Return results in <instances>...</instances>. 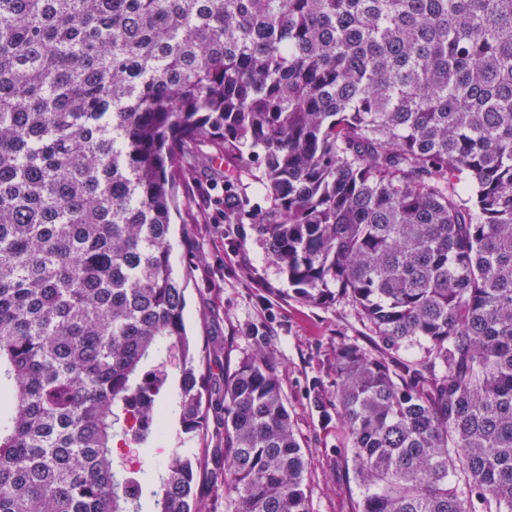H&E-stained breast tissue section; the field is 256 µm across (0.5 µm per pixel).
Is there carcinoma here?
Returning a JSON list of instances; mask_svg holds the SVG:
<instances>
[{
  "mask_svg": "<svg viewBox=\"0 0 512 512\" xmlns=\"http://www.w3.org/2000/svg\"><path fill=\"white\" fill-rule=\"evenodd\" d=\"M231 196L293 296L343 300L358 512H512V0H0V512H311L259 349L206 389L171 262L185 178ZM224 409V447L207 443ZM176 382L168 391L166 395L162 396L163 404L168 412L167 431L162 439L155 445V448H150L147 452L138 450L134 463L127 464V471H140V468L145 470L149 469H162L166 464L168 457L172 453L175 446L174 436L179 428L178 415L176 409Z\"/></svg>",
  "mask_w": 512,
  "mask_h": 512,
  "instance_id": "carcinoma-1",
  "label": "carcinoma"
}]
</instances>
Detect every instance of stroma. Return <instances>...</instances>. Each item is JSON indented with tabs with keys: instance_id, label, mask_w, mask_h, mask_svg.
Here are the masks:
<instances>
[{
	"instance_id": "stroma-1",
	"label": "stroma",
	"mask_w": 512,
	"mask_h": 512,
	"mask_svg": "<svg viewBox=\"0 0 512 512\" xmlns=\"http://www.w3.org/2000/svg\"><path fill=\"white\" fill-rule=\"evenodd\" d=\"M224 180L194 174L180 189V212L171 227V261L188 270L185 324L210 359L213 375L257 348L272 354L297 438L309 458L311 512H357L360 489L344 459L345 432L316 408L314 384L333 392L336 349L375 344L368 324L347 303L312 306L288 294V281L272 264L252 225L218 223ZM167 431L155 448L137 452L131 470L161 469L179 428L176 393L162 397Z\"/></svg>"
}]
</instances>
